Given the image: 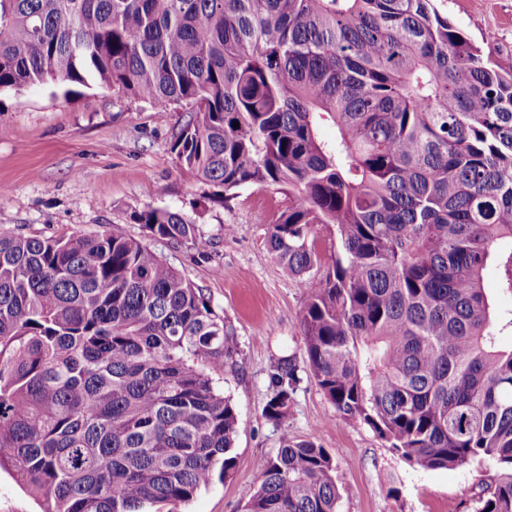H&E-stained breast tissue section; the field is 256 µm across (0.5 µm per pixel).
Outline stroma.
I'll use <instances>...</instances> for the list:
<instances>
[{
  "label": "stroma",
  "mask_w": 512,
  "mask_h": 512,
  "mask_svg": "<svg viewBox=\"0 0 512 512\" xmlns=\"http://www.w3.org/2000/svg\"><path fill=\"white\" fill-rule=\"evenodd\" d=\"M438 8L473 41L493 33L490 49L512 67V0H439ZM189 113L160 109L94 84L46 82L0 92V228L49 236L100 232L119 224L143 238L130 214L145 207L184 214L208 244V260L190 246L154 250L195 286L235 334L234 366L215 374L238 417L232 474L201 489L183 512H240L253 495L258 463L282 435L325 448L342 496L337 512H471L498 469L492 463L425 470L400 460L369 428L343 419L307 364L301 317L308 290L269 254L270 224L288 206L273 187H246L225 203L184 169L171 149ZM294 357L299 381L286 428L263 413L269 376Z\"/></svg>",
  "instance_id": "35a3bbf8"
}]
</instances>
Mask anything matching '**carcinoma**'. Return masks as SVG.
Masks as SVG:
<instances>
[{
  "label": "carcinoma",
  "mask_w": 512,
  "mask_h": 512,
  "mask_svg": "<svg viewBox=\"0 0 512 512\" xmlns=\"http://www.w3.org/2000/svg\"><path fill=\"white\" fill-rule=\"evenodd\" d=\"M435 2L0 0V89L90 78L195 113L173 151L214 201L288 194L266 245L309 289L327 399L411 466L494 461L473 512H512V309L483 288L512 293V69ZM130 218L208 258L182 214ZM236 354L210 297L122 228L0 230V468L41 512H178L228 477L238 419L212 372ZM298 381L279 359L282 445L242 512H337L332 457L284 428Z\"/></svg>",
  "instance_id": "obj_1"
}]
</instances>
